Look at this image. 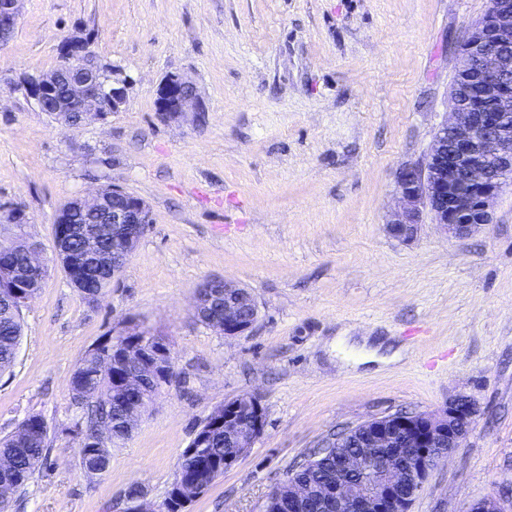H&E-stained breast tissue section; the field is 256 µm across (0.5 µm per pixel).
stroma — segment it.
Segmentation results:
<instances>
[{
    "instance_id": "stroma-1",
    "label": "stroma",
    "mask_w": 512,
    "mask_h": 512,
    "mask_svg": "<svg viewBox=\"0 0 512 512\" xmlns=\"http://www.w3.org/2000/svg\"><path fill=\"white\" fill-rule=\"evenodd\" d=\"M488 2L21 0L0 46V206L24 222L0 223V239L39 244L46 276L0 374V437L37 414L53 451L9 512H125L134 484L158 506L195 430L248 392L262 435L185 512H260L323 438L460 395L474 422L409 512H466L489 493L512 512V186L470 236L427 213L410 239L385 230L398 172L447 120L459 46ZM72 35L131 79L122 111L81 128L20 84L55 69ZM170 73L196 84L200 116L158 115ZM108 184L141 197L151 223L91 303L54 257V219ZM213 277L253 292L248 335L195 317ZM134 329L169 345L174 378L90 479L67 431L81 414L68 381L88 350Z\"/></svg>"
}]
</instances>
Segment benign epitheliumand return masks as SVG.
Masks as SVG:
<instances>
[{"instance_id":"7a95c632","label":"benign epithelium","mask_w":512,"mask_h":512,"mask_svg":"<svg viewBox=\"0 0 512 512\" xmlns=\"http://www.w3.org/2000/svg\"><path fill=\"white\" fill-rule=\"evenodd\" d=\"M21 0H0V33L15 29ZM490 28L475 33L474 41L460 51L456 90L469 102L492 103V112H468L464 105L450 107V118L433 135L427 157L421 164L405 167L397 181V200L385 223L386 231L408 239L427 209L435 223L450 237L460 238L491 222L492 206L500 191L512 184V89L500 79L512 75V5L491 0ZM63 64L52 72H41L23 79L27 95L39 108L79 126L103 119V105L121 111L127 103L130 79L114 64L96 59L83 37H70L61 45ZM156 109L165 120L175 121L203 111L198 88L188 78L170 73L160 82ZM84 214L91 224L112 225V257L105 260L117 276L136 243L150 224V210L139 196L114 185L74 198V203L57 214L55 256L60 263L75 262L65 249L74 211ZM45 272L38 248L29 250L27 271L17 280L0 282L16 289L17 306L34 296L33 289ZM194 304L216 306L223 315L212 328L226 336L248 334L258 317L257 302L245 287L210 278L197 290ZM124 383L142 389L152 385L172 364L171 351L161 347L154 360L131 346L119 354ZM253 413L239 416L235 406L224 403L223 411L213 412L197 429L195 440L204 444L210 431L230 429L241 451L224 456V469H230L260 437L265 414L260 400L248 394ZM475 415V405L466 397L448 402L439 414H389L362 422L352 428L361 451L344 452L336 458V473L315 512H401L418 495L430 470L446 461L460 447ZM409 449L406 456L381 455L380 448ZM381 472L380 483L371 491L361 487L360 476L368 468ZM196 486L183 484L167 499L174 510L187 505ZM467 512H503L500 499L487 494L475 500Z\"/></svg>"}]
</instances>
